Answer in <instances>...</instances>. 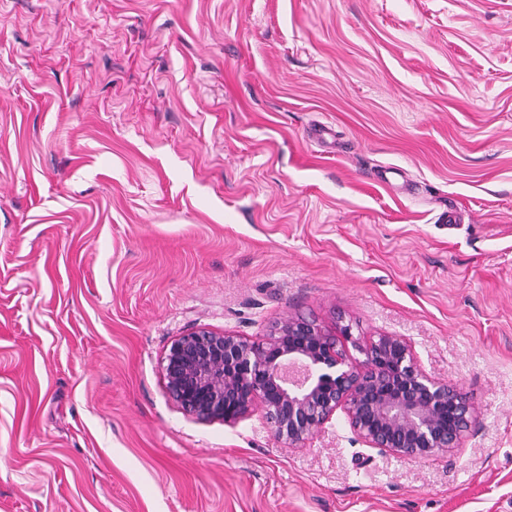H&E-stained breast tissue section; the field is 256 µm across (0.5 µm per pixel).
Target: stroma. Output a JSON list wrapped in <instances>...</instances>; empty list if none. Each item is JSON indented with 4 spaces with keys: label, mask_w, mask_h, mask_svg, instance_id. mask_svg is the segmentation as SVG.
Segmentation results:
<instances>
[{
    "label": "stroma",
    "mask_w": 512,
    "mask_h": 512,
    "mask_svg": "<svg viewBox=\"0 0 512 512\" xmlns=\"http://www.w3.org/2000/svg\"><path fill=\"white\" fill-rule=\"evenodd\" d=\"M289 316L404 337L461 449L169 398ZM0 512H512V0H0Z\"/></svg>",
    "instance_id": "35a3bbf8"
}]
</instances>
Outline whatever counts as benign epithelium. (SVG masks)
I'll return each mask as SVG.
<instances>
[{"instance_id":"7a95c632","label":"benign epithelium","mask_w":512,"mask_h":512,"mask_svg":"<svg viewBox=\"0 0 512 512\" xmlns=\"http://www.w3.org/2000/svg\"><path fill=\"white\" fill-rule=\"evenodd\" d=\"M163 377L169 397L193 419L234 426L258 413L290 447L340 412L367 447L424 460L458 450L477 419L462 389L424 372L402 337L380 333L362 342L349 324L331 332L302 316L259 339L191 329L166 348Z\"/></svg>"}]
</instances>
